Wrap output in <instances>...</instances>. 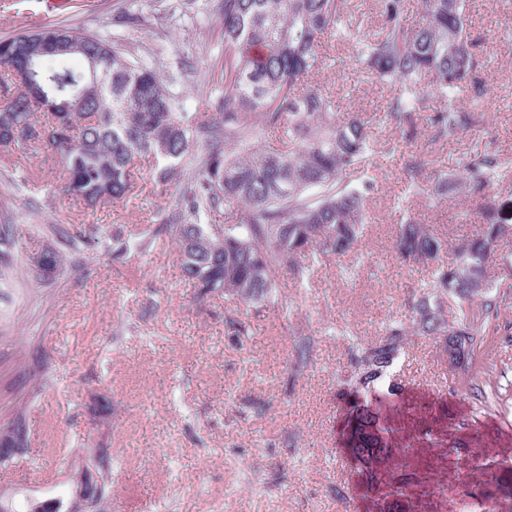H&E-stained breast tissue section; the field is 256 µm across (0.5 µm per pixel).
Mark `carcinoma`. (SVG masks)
Returning <instances> with one entry per match:
<instances>
[{"instance_id": "obj_1", "label": "carcinoma", "mask_w": 512, "mask_h": 512, "mask_svg": "<svg viewBox=\"0 0 512 512\" xmlns=\"http://www.w3.org/2000/svg\"><path fill=\"white\" fill-rule=\"evenodd\" d=\"M379 30L361 35L355 0H224V97L214 112H182L170 80L131 60L97 35L54 26L0 40V160L31 151L55 162L64 191L88 207L121 200L136 185L135 160H153L151 180L164 191L178 174L179 203L157 211L154 223L131 239L115 227L105 253L121 262L169 236L197 297L221 296L244 317L226 320L230 335L250 338L253 321L269 308L287 310L276 274L309 287L316 266L365 256L368 203L376 191V138L365 118H341L335 100L305 83L335 44L355 49V64L392 89L387 114L401 152L420 123L430 141L446 145L466 132L486 140L462 154L452 171L435 167L431 153L405 163L404 194L434 198L450 186L475 203L477 229L446 258L434 225L409 206L399 210L391 242L400 265L430 267L411 287L405 312L382 321L381 337L367 341L346 325L338 381L358 392L394 391L393 368L411 336H423L476 363L486 337L512 335L500 305L512 308V197L497 186L512 181V154L495 146L487 109L491 88L482 76L484 39L470 31L467 0H422L411 24L406 0H377ZM468 94L469 105L457 103ZM278 143L256 145L265 130ZM239 215L222 224L223 211ZM14 225L0 224V267L13 263ZM32 266L36 281L50 279L69 253L85 273V251L95 235L81 225L51 224ZM497 273L489 276L487 266ZM456 301L448 316V301ZM317 332L294 333L293 376L314 363ZM27 427L23 410L0 426V439ZM66 479L53 496L9 499L10 512H75L78 496L102 476L95 512H112V453L70 449Z\"/></svg>"}]
</instances>
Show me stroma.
<instances>
[{
  "mask_svg": "<svg viewBox=\"0 0 512 512\" xmlns=\"http://www.w3.org/2000/svg\"><path fill=\"white\" fill-rule=\"evenodd\" d=\"M222 0H0V39L41 26L75 27L113 40L127 56L176 78L183 109L194 112L224 90ZM142 24L120 26L127 9ZM471 32L487 37L483 76L494 92L489 117L497 146L512 154V0H473ZM352 50L327 49L312 81L336 98L341 114L362 113L379 142L395 138L385 110L390 88L355 74ZM404 158L382 155L370 200L369 257L319 266L309 287L280 273L288 308L269 309L255 346H240L225 320L234 303L198 299L174 245L161 240L118 263L91 255L82 276L67 266L38 284L27 262L50 224L93 226L100 237L122 227L131 237L156 212L176 205L177 183L155 189L150 165L127 198L97 209L39 188L52 180L42 157L15 158L0 174V218L16 226L15 262L0 278V424L16 407L29 423L28 454L0 472V491L22 496L60 481L78 437L109 448L118 467L115 512H461L464 492L480 493L491 512H512V341L491 337L468 376L451 369L434 341L410 337L395 368V393H357L336 381L339 338L321 336L315 363L291 379L288 350L296 330L351 323L378 336L384 315H400L410 286L430 271L397 267L389 257L394 213L402 202ZM27 177L24 189L14 180ZM420 217L437 220L447 240L476 229L473 204L451 190L414 199ZM50 363L32 393L23 369ZM111 409L88 423L92 396ZM378 454L359 460L358 434ZM295 447H283L286 437ZM287 464L284 483L271 484ZM468 478L452 479L461 465Z\"/></svg>",
  "mask_w": 512,
  "mask_h": 512,
  "instance_id": "stroma-1",
  "label": "stroma"
}]
</instances>
